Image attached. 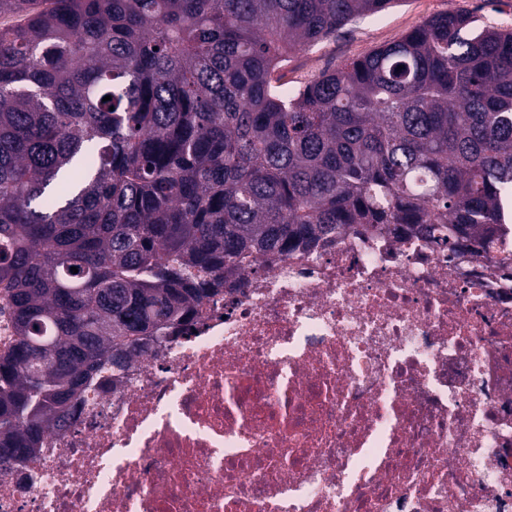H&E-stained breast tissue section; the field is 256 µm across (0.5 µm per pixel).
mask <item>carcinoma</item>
Instances as JSON below:
<instances>
[{
  "label": "carcinoma",
  "mask_w": 512,
  "mask_h": 512,
  "mask_svg": "<svg viewBox=\"0 0 512 512\" xmlns=\"http://www.w3.org/2000/svg\"><path fill=\"white\" fill-rule=\"evenodd\" d=\"M393 2L0 0V476L94 373L188 330L245 254L355 224H446L448 252L483 250L512 222V27L439 13L273 85Z\"/></svg>",
  "instance_id": "carcinoma-1"
}]
</instances>
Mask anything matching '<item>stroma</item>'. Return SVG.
Wrapping results in <instances>:
<instances>
[{
    "mask_svg": "<svg viewBox=\"0 0 512 512\" xmlns=\"http://www.w3.org/2000/svg\"><path fill=\"white\" fill-rule=\"evenodd\" d=\"M456 10L474 12L490 26H512V0H398L378 14L341 27L335 36L291 54L278 72L280 82L298 86L325 69L398 39L436 14Z\"/></svg>",
    "mask_w": 512,
    "mask_h": 512,
    "instance_id": "obj_1",
    "label": "stroma"
}]
</instances>
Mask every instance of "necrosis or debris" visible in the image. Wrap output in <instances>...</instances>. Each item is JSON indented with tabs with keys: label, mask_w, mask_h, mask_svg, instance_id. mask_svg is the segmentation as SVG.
Returning <instances> with one entry per match:
<instances>
[{
	"label": "necrosis or debris",
	"mask_w": 512,
	"mask_h": 512,
	"mask_svg": "<svg viewBox=\"0 0 512 512\" xmlns=\"http://www.w3.org/2000/svg\"><path fill=\"white\" fill-rule=\"evenodd\" d=\"M247 257L92 378L0 512H512V226Z\"/></svg>",
	"instance_id": "obj_1"
}]
</instances>
